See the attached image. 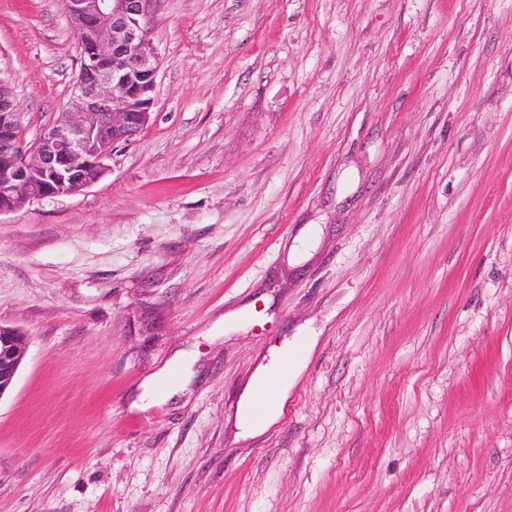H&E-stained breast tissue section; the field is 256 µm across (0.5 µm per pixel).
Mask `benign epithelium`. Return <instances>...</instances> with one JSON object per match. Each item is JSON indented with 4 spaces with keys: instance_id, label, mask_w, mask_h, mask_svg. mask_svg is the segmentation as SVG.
<instances>
[{
    "instance_id": "7a95c632",
    "label": "benign epithelium",
    "mask_w": 512,
    "mask_h": 512,
    "mask_svg": "<svg viewBox=\"0 0 512 512\" xmlns=\"http://www.w3.org/2000/svg\"><path fill=\"white\" fill-rule=\"evenodd\" d=\"M156 3L65 0L80 50L72 103L31 144L22 137L14 90L0 78V215L97 182L114 145L148 124L158 76L150 31ZM21 360L19 331L0 324V395L13 384Z\"/></svg>"
}]
</instances>
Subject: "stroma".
I'll list each match as a JSON object with an SVG mask.
<instances>
[{
    "label": "stroma",
    "instance_id": "1",
    "mask_svg": "<svg viewBox=\"0 0 512 512\" xmlns=\"http://www.w3.org/2000/svg\"><path fill=\"white\" fill-rule=\"evenodd\" d=\"M150 27L148 125L0 216V512H512V0H158ZM79 66L63 0H0L26 142ZM22 360V338L15 328L0 324V395L13 384ZM286 360L288 370L284 372L282 365ZM301 361L302 354L287 346L275 354L270 365L259 370L240 402L239 421L243 434L262 432L278 418L290 379ZM262 393L265 394L263 403L258 400Z\"/></svg>",
    "mask_w": 512,
    "mask_h": 512
}]
</instances>
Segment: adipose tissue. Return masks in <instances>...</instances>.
Here are the masks:
<instances>
[{"instance_id": "adipose-tissue-1", "label": "adipose tissue", "mask_w": 512, "mask_h": 512, "mask_svg": "<svg viewBox=\"0 0 512 512\" xmlns=\"http://www.w3.org/2000/svg\"><path fill=\"white\" fill-rule=\"evenodd\" d=\"M301 360L300 352L285 347L275 354L270 365L259 370L239 406V421L244 434L262 432L278 418L292 373Z\"/></svg>"}]
</instances>
